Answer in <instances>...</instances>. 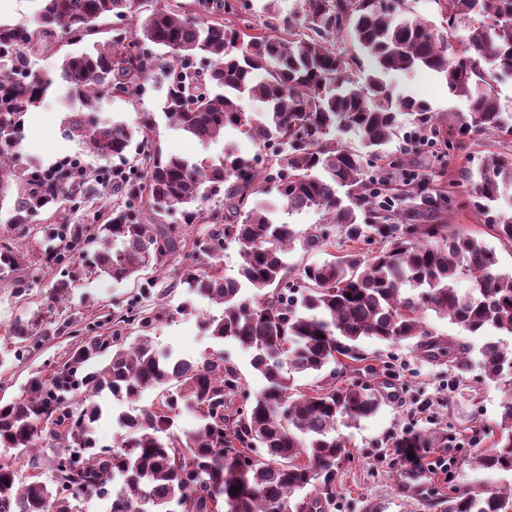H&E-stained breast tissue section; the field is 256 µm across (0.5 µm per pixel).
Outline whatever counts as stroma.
<instances>
[{
	"instance_id": "1",
	"label": "stroma",
	"mask_w": 512,
	"mask_h": 512,
	"mask_svg": "<svg viewBox=\"0 0 512 512\" xmlns=\"http://www.w3.org/2000/svg\"><path fill=\"white\" fill-rule=\"evenodd\" d=\"M112 36L111 23H104L97 36L83 38L61 34L52 50L34 60L37 70L56 80L53 88L37 105L36 119L22 127V136L16 148L18 154L32 158L34 167L48 171L68 159L80 160L86 173L93 177L94 190L85 196L79 207L64 211L43 208L34 212V224H88L94 215L103 214L110 207L123 203L120 183L106 180L105 172L127 170L126 159L113 157L98 159L84 141L70 132L69 120L82 105L79 100L63 99V86L57 81L62 57L71 52L91 48L93 42L106 41ZM160 62L151 70L140 90L132 95H103L97 102V115L105 124L135 125L143 113L155 117L151 137L152 146L163 155L196 160L204 155H215L224 148L235 147L244 156L256 154V147L240 132L228 128L223 137L210 145H201L173 127L164 116L169 91L168 73L161 62L167 50L155 47ZM395 95L412 96L425 100L436 112H464L465 99L449 93L447 84L437 73L418 71L392 77ZM512 153V139H503L491 133L477 135L467 152L445 157L443 162L426 166L425 171L434 185L447 189L453 209L447 217L451 231L473 236L496 252L499 271L512 273V247L500 244L487 225L486 218L475 207L476 196L465 187L466 174H478L483 160L492 154ZM192 257L181 253L165 270L147 268L139 276L111 281L102 288L100 279L91 277L76 282L70 291V304L79 325L93 324L95 335L110 336L115 332L116 317L123 314L131 302L143 301L146 309H154L155 300L143 299L142 286L153 280L154 292L165 294L172 314L154 320L147 334L157 351L198 360L223 349L226 358L234 362L243 374L251 393H258L264 379L251 366V352L233 342L216 344L199 328L196 316L176 313L175 308L186 298L176 280L182 267L191 264ZM27 303L12 297L10 289L0 285V403L5 404L22 396L32 377L50 376L64 362L73 339L67 335H53L43 348L23 362L9 360L6 331L17 319L24 317ZM426 320L441 337H452L469 342L472 348L469 380H461L447 362H434L421 355L412 343H389L374 338L359 341L358 346L367 356L360 376L371 383L381 395V406L358 425L340 427L349 459L336 473V504L330 512H365L374 506L377 512H431L430 497L447 498L449 494L480 484H504L512 476L473 469L468 459L472 451L468 444L475 429H483L484 443H491L494 430L501 421V391L497 384L480 382L479 348L481 338L468 335L457 325L427 313ZM429 402L428 410H421L422 402ZM412 432L427 443L425 464L435 465L438 459L450 461V471H436L434 483L425 494L412 496L402 493L399 486L400 464L392 448L403 432Z\"/></svg>"
}]
</instances>
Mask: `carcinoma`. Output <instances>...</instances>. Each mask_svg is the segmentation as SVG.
<instances>
[{
	"label": "carcinoma",
	"instance_id": "cac0c4a2",
	"mask_svg": "<svg viewBox=\"0 0 512 512\" xmlns=\"http://www.w3.org/2000/svg\"><path fill=\"white\" fill-rule=\"evenodd\" d=\"M282 0H266L264 28L242 14L249 0H195L196 18L179 5L144 15L132 0H43L38 30L0 26V204L16 185L9 228L0 231V274L25 299L20 242L42 236L57 244L43 265L60 269L27 318L10 326L15 360L43 345L47 314L55 333L77 340L71 356L47 378L37 376L26 395L0 406V512H78L79 498L95 494L107 512H325L335 504L336 469L346 455L338 425L357 424L380 401L373 388L348 376L341 362L367 359L357 346L369 337L412 341L428 356L446 357L460 376L469 372L470 349L439 337L426 312L484 339L482 378L502 385L501 423L491 445L470 458L486 471L512 472V274L497 270V255L483 240L448 232V194L427 189L421 166L389 158L386 147L400 135V116L418 128L420 145L465 151L479 133L512 137V108L495 83L512 76V0H431L447 23L444 31L414 14L413 0H299L287 14ZM137 19L132 31L60 62L65 94L89 112L99 96L141 88L154 66L150 45L169 49L170 89L166 119L208 145L232 128L264 152L255 158L228 153L191 162L148 152L128 168L127 203L101 224H30L35 211L66 189L86 194L77 179L35 182L7 151L19 141L20 114L53 86L28 61L52 47L60 32L90 35L98 21ZM468 35L459 55H448V38L460 25ZM352 42L374 62L364 81L354 77L356 58L337 48ZM426 68L446 80L448 92L467 100L468 112L447 116L409 96H395L389 78ZM265 109H241L243 97ZM154 119L136 127L100 125L82 112L71 116L75 136L101 159L125 157L133 140L150 142ZM352 130L362 149L336 132ZM235 180L224 210L208 216L212 227L193 241L194 266L177 284L186 301L179 314H195L205 335L255 351L252 366L265 379L249 391L238 367L212 353L187 360L157 352L142 334L131 343L121 332L112 342L81 337L66 314L74 283L91 276L115 280L152 267L163 270L188 247L181 224L160 217L181 213L193 224L197 203ZM273 185L290 211L314 210L337 229L341 241L320 227L301 231L272 218L260 196ZM512 191V154L488 156L475 194L479 208ZM495 237L512 244V218L491 217ZM239 247L237 276L224 275V242ZM343 246L333 259L288 275L286 255ZM466 279L472 287L457 288ZM249 289L251 295L243 294ZM221 307L213 315L193 299ZM340 365L325 385L310 392L295 375ZM92 370L77 378L85 364ZM132 405L118 416L130 438L99 445L95 423L103 415V391ZM147 390L156 401L136 406ZM194 426L173 430L182 413ZM44 468L49 479L25 475L20 461ZM238 492L232 494L230 490ZM440 512H512V483L479 485L435 501Z\"/></svg>",
	"mask_w": 512,
	"mask_h": 512
}]
</instances>
